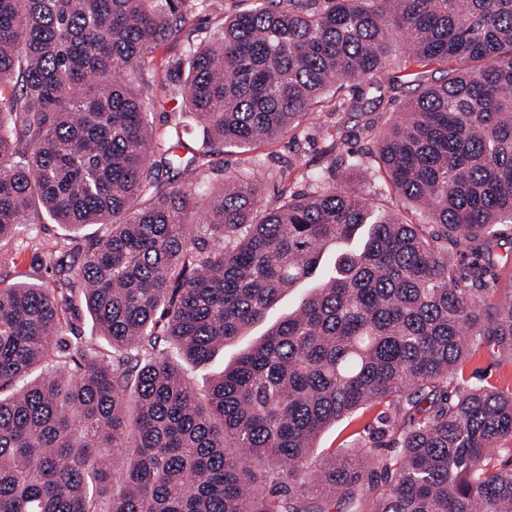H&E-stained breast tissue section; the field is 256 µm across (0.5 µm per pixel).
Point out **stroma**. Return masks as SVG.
<instances>
[{
  "label": "stroma",
  "mask_w": 512,
  "mask_h": 512,
  "mask_svg": "<svg viewBox=\"0 0 512 512\" xmlns=\"http://www.w3.org/2000/svg\"><path fill=\"white\" fill-rule=\"evenodd\" d=\"M261 0H218L214 9H203L195 13L190 25L177 39L157 48L154 53L156 66L184 54L190 45L208 40L217 31L225 17L254 8ZM333 136L336 142L335 156L346 162L361 160L370 141L360 131L356 118L334 109L333 100H326L324 108L304 119L302 125L281 140L262 141L243 153H218L213 157L214 166L223 169L225 175L248 173L253 160H261L273 177L267 180L265 200L274 203L282 191L299 193L307 191V173L324 169L331 156L325 152L326 136ZM287 170V179H277L279 170ZM464 377L471 385H494L500 388L512 387V362L493 353L489 348H479L464 368ZM379 408L358 411L349 419L329 426L316 441L317 454H325L335 448L350 447L358 433L368 426L376 425Z\"/></svg>",
  "instance_id": "1"
}]
</instances>
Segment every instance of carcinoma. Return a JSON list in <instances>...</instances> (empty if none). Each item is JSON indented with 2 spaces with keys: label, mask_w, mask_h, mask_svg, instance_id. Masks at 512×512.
Wrapping results in <instances>:
<instances>
[{
  "label": "carcinoma",
  "mask_w": 512,
  "mask_h": 512,
  "mask_svg": "<svg viewBox=\"0 0 512 512\" xmlns=\"http://www.w3.org/2000/svg\"><path fill=\"white\" fill-rule=\"evenodd\" d=\"M216 5L0 0V247L43 213L68 232L38 242L53 281L0 287V512H512V389L458 384L472 343L512 362V0H263L158 79L148 54ZM396 34L422 70L379 132L365 95ZM341 81L421 221L373 206L334 142L306 193L265 204L255 161L199 195L215 146L288 136ZM156 86L202 143L178 110L156 129ZM318 276L204 390L186 379ZM84 311L96 343L65 338ZM382 408L361 409L351 418L329 426L318 437L314 453L322 455L333 448H350L351 441L358 436V433L367 434L364 430L368 425L373 427L379 425L377 417Z\"/></svg>",
  "instance_id": "cac0c4a2"
}]
</instances>
